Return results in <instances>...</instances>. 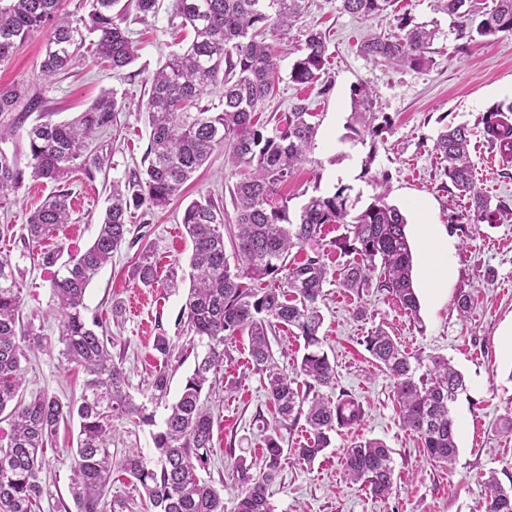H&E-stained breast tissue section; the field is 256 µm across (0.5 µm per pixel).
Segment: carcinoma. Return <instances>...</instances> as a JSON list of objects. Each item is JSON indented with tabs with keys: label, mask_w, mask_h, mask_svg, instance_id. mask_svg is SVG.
I'll return each instance as SVG.
<instances>
[{
	"label": "carcinoma",
	"mask_w": 512,
	"mask_h": 512,
	"mask_svg": "<svg viewBox=\"0 0 512 512\" xmlns=\"http://www.w3.org/2000/svg\"><path fill=\"white\" fill-rule=\"evenodd\" d=\"M340 10L360 18H373L393 7L394 0H340ZM157 0H91L82 26L96 34L93 57L114 70L131 65L136 47L122 24L133 6L146 16L155 12ZM309 0H174L175 16L193 32L186 47L172 53L151 75L146 112L150 127L148 165L121 184L112 182L109 205L92 244L71 256L53 273L50 288L61 314L60 355L83 369L85 380L79 397L69 402L45 392L25 398L22 359L25 347L42 346L43 337L20 328L21 288L15 269L0 258V415L10 429L0 435V512H39L46 465L45 447L55 442L60 424L78 419L74 466L69 482L74 510L65 512H134L145 508L135 499L105 497L112 483L114 422L128 420L151 425L154 414L136 403L126 389L121 364L112 357V338L87 323L84 297L89 284L112 261L115 251L131 234L128 214L143 206L165 208L180 196L184 184L217 149L228 152L230 162L249 169L236 182L232 198L235 224L225 230L224 206L210 197L191 201L181 218L191 242L190 287L182 318L187 330L204 347L195 362L161 430L153 435L156 461L148 463L136 448L116 462L121 472L140 484L152 512H225L224 497L199 471L214 455L213 418L202 400L209 373L224 362V342L247 334L252 371L263 380L268 398L280 421L294 426L303 419L309 443L294 448V456L313 462L331 444L338 428L360 424L364 413L352 398L331 401L317 388L335 378L329 357L321 350L319 304L328 270L318 248L322 229L340 224L344 233L330 246L348 257L340 268L339 284L350 292L372 286L390 294L410 315L419 316L413 282V254L401 210L379 194L364 210L352 215L349 187L331 195L312 196L290 219L288 198L280 187L290 181L315 139L316 117L297 103L271 120L262 112L279 79L281 49L278 41L308 13ZM437 10L453 19L458 35L471 40L512 33V0H495L487 12L473 8V0H438ZM44 28L49 35L39 77L51 81L73 61L71 47L80 28L59 14V0H0V63L18 44ZM398 33L372 36L360 52L394 67L428 69L434 64L431 44L436 29L415 23L407 14L397 23ZM303 44L290 69L298 85L318 80L328 63L325 36L313 29L302 32ZM223 89L216 104H201L216 86ZM354 125L362 139L375 142L390 126V118L372 112L373 89L361 83L353 89ZM126 103L105 91L85 111L70 120L39 118L26 131L27 162L0 147V206L25 182L60 184L82 172L93 178L103 158L88 152V141L115 129ZM488 142L501 155L512 158V104H499L482 116ZM434 150L444 163V176L468 196L472 222L496 224L512 218V210L493 201L476 186V168L470 158L466 126H445ZM71 200L61 189L48 195L25 217L28 238L38 242L69 223ZM229 239H224V234ZM233 248L229 262L225 242ZM311 249L303 261L292 263L293 249ZM133 278L148 287L156 280L150 251L141 252ZM297 330L306 353L289 376L278 367L272 341L282 328ZM365 350L393 380V395L401 422L422 442L423 453L442 466L452 465L458 453L450 405L463 388V377L448 360L430 359L426 375L416 376L411 355L381 328L364 337ZM303 378L300 391L296 378ZM153 399L170 391L167 367L151 380ZM284 448L278 434L266 437L264 470L235 461L233 479L241 493L233 512H272L267 487L282 466ZM344 469L350 482L384 498L393 488L392 449L379 439L365 438L346 449ZM486 485L490 497L486 512H512V485L495 476Z\"/></svg>",
	"instance_id": "obj_1"
}]
</instances>
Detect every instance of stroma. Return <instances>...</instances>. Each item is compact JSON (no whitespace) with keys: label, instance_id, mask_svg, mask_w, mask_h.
<instances>
[{"label":"stroma","instance_id":"stroma-1","mask_svg":"<svg viewBox=\"0 0 512 512\" xmlns=\"http://www.w3.org/2000/svg\"><path fill=\"white\" fill-rule=\"evenodd\" d=\"M410 14L417 22H436L434 64L424 70L391 68L364 57L360 43L369 35L395 32L397 16ZM173 0H158V10L147 17L129 11L125 27L138 48L135 62L114 72L97 63L85 49H77L70 73L52 83H41L46 31L33 33L8 61L0 63V90L19 89L15 111L0 114V129L9 131L6 148L26 151V132L36 113L27 100L40 93L45 111L64 121L85 110L103 91L117 90L128 106L121 112L117 131L96 136L91 150L106 153L108 161L93 178L77 173L64 182L71 200V220L53 238L34 243L23 229L25 215L56 191V184L25 183L12 196L0 225L11 224L0 235V255L8 257L21 283V315L25 325L43 338V346L28 351L23 362L26 394L48 393L67 401L81 391L83 373L67 366L59 355V322L49 286L50 268H62L72 254L94 240L113 181L126 179L143 161L150 129L144 105L146 81L182 39L174 27ZM300 28L322 30L329 62L320 80L297 85L289 80L297 55L294 46L282 47L280 77L266 112H285L297 102L316 112L314 145L294 178L281 192L291 212L311 195H328L341 185L350 186V201L363 210L379 193L407 218V235L413 253V280L420 303L418 316H410L392 297L377 288L356 295L342 288L335 271L343 258L332 246L342 227L326 225L323 260L329 271L321 304L324 350L336 368L331 386L320 395L336 398L348 392L363 406L361 425L337 430L332 444L313 463L285 456L282 469L268 487L273 512H485L488 474L503 485L512 484V435L500 430L502 417L512 416V220L475 224L466 214L467 199L443 174L433 143L443 125H467L472 130L471 156L478 188L512 206V163L503 164L492 151L479 124L496 105L512 102V33L468 41L449 29L447 15L437 12L435 0H399L395 13L372 20L340 12L338 0H312ZM369 84L376 93L375 112L389 116L391 125L375 144L353 135L352 90ZM374 162H367V155ZM240 171L215 151L185 186L183 199L165 210L139 209L132 233L90 283L85 294L87 319L99 321L114 342L113 354L122 358L127 387L136 402L147 401L154 370L167 366L170 394L178 396L194 369L190 358L163 359L158 338L177 348L189 347L192 335L180 321L188 288L191 244L181 224L187 201L212 197L233 214L230 189ZM438 226L455 242L453 275L438 280L439 265L424 250L422 222ZM150 250L158 280L150 287L132 277L142 250ZM52 266H45V259ZM472 297L467 319L456 309L459 292ZM366 308L356 318V308ZM395 336L402 349L428 360L447 358L464 376L465 388L451 406L458 457L446 469L423 454L419 440L406 431L393 400L392 381L373 362L363 339L375 327ZM224 365L207 404L213 415L216 454L208 471L224 483V507L232 512L241 492L232 477L234 459L245 458L253 471L262 468L268 416L266 390L249 363L247 337L235 336L224 344ZM77 426L60 424L53 448L46 452L43 474V512H63L70 502L68 478L74 464ZM362 438L383 440L393 450L394 484L384 499L347 480L343 451Z\"/></svg>","mask_w":512,"mask_h":512}]
</instances>
